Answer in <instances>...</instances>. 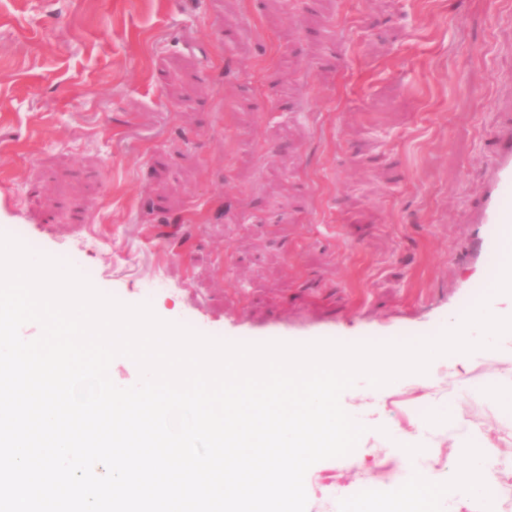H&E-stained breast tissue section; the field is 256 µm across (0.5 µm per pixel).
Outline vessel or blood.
<instances>
[{
    "mask_svg": "<svg viewBox=\"0 0 512 512\" xmlns=\"http://www.w3.org/2000/svg\"><path fill=\"white\" fill-rule=\"evenodd\" d=\"M472 221L496 230L495 236L482 239L481 249L496 246L498 236L512 235V136L497 141L495 161L472 206Z\"/></svg>",
    "mask_w": 512,
    "mask_h": 512,
    "instance_id": "b4317fda",
    "label": "vessel or blood"
}]
</instances>
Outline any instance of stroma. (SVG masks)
<instances>
[{
    "instance_id": "1",
    "label": "stroma",
    "mask_w": 512,
    "mask_h": 512,
    "mask_svg": "<svg viewBox=\"0 0 512 512\" xmlns=\"http://www.w3.org/2000/svg\"><path fill=\"white\" fill-rule=\"evenodd\" d=\"M511 133L512 0H0V231L208 337L445 328L489 292L469 206ZM465 377L387 388L390 437L312 465L306 512H355L408 434L441 480L468 429L512 459L482 392L512 360Z\"/></svg>"
}]
</instances>
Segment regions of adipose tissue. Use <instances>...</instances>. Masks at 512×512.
<instances>
[{"mask_svg": "<svg viewBox=\"0 0 512 512\" xmlns=\"http://www.w3.org/2000/svg\"><path fill=\"white\" fill-rule=\"evenodd\" d=\"M468 465L459 474L442 481L423 476L419 471H406L396 479L388 495L391 512H426L429 502L450 500L464 495L481 505H488L497 485L495 465L499 454L480 433L471 432L461 445Z\"/></svg>", "mask_w": 512, "mask_h": 512, "instance_id": "ef3b65f1", "label": "adipose tissue"}]
</instances>
